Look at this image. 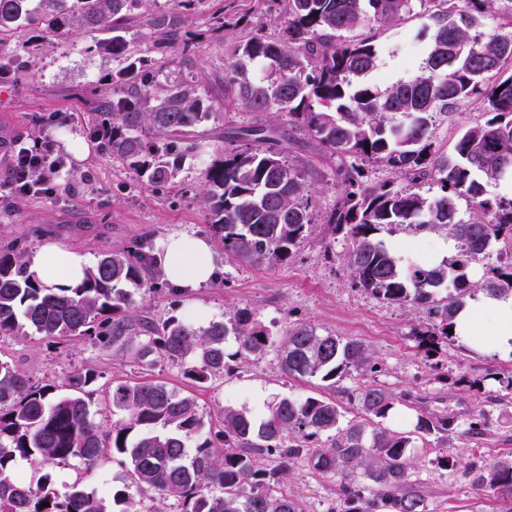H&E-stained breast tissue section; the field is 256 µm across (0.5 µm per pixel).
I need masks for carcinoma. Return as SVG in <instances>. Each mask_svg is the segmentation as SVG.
<instances>
[{
  "mask_svg": "<svg viewBox=\"0 0 512 512\" xmlns=\"http://www.w3.org/2000/svg\"><path fill=\"white\" fill-rule=\"evenodd\" d=\"M285 2L282 38L254 35L235 43L214 89L187 78L171 81L154 68L151 55L172 48L181 50V65H193L194 43L175 12L146 19L154 38L146 54H132L127 34L142 0H0V46L20 30L37 45L59 44L80 31L97 34L94 50L117 69L97 77L95 85L110 94L89 137L107 130V154L150 185L175 179L182 156L204 150L190 136L223 105L275 117L272 125L227 127V145L204 170L200 202L224 255L238 263L283 265L312 233V184L325 173L306 157L288 160L279 146L280 125L304 132L311 147L336 159L332 174L341 194L320 223L350 241L342 265L352 285L386 303L428 307L435 323L420 345L430 351L453 338L448 330L476 293L512 297V263L482 283L469 272L492 245L512 242V197L487 189L512 179V0L493 33L481 31L482 19L498 0H462L461 7L457 0H420L429 5L417 33L428 40L423 66L382 90L367 82L379 47L352 33L371 21H400L413 0ZM19 69V58L0 55L4 79ZM472 103L480 115L462 127L452 152L441 150L431 129L454 122ZM372 165L390 168L403 183H367L365 167ZM425 180L441 194L428 199L416 191ZM461 198L471 206L466 221L457 218ZM399 224L446 231L456 242L455 258L401 265L379 239ZM151 265L158 259L142 240L100 255L78 286L50 288L28 272L24 254L1 250L0 337L89 341L145 368L178 362L195 388L232 373L231 362L262 357L271 347L283 373L304 381L364 377L376 367L360 341L311 324L277 338L246 309L203 329L176 315L156 320L134 313L127 286L153 289L144 275ZM98 378L94 367L81 366L60 381L36 380L0 361V512H112L114 505L136 512L124 490L99 492L76 482L61 491L49 471L34 483L16 473L21 461L92 467L117 456L131 485L173 500L176 512H298L276 489L285 469L259 472L253 455L277 453L285 463L303 448L315 471L344 480L346 512H361V483L391 497L397 512H424L420 497L405 491L411 436L380 425L405 394L377 385L350 389L348 400L363 417L345 424L341 405L328 398L276 397L260 418L226 406L201 438L204 413L196 397L157 379L105 389L115 419L101 428L92 411ZM458 427L453 416L420 417L415 433L449 443ZM472 481L512 500L511 463L492 470L476 465Z\"/></svg>",
  "mask_w": 512,
  "mask_h": 512,
  "instance_id": "carcinoma-1",
  "label": "carcinoma"
}]
</instances>
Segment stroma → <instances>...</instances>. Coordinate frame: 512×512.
<instances>
[{
  "label": "stroma",
  "mask_w": 512,
  "mask_h": 512,
  "mask_svg": "<svg viewBox=\"0 0 512 512\" xmlns=\"http://www.w3.org/2000/svg\"><path fill=\"white\" fill-rule=\"evenodd\" d=\"M144 9L153 15L177 11L183 31L198 35L192 74L203 82L222 74L233 42L256 34L272 39L281 34L276 21L283 8L273 0H196L180 9L174 8L172 0H146ZM219 10L226 25L218 31L213 15ZM424 11L417 2L395 24L372 23L360 29V36L373 37L380 50L372 82L386 86L417 72L424 55L411 53L410 46L423 24ZM91 41V35L84 33L61 44L37 47L23 34L4 47L6 53L23 55L26 67L17 78L0 83V138L9 140L23 133L36 142H54L67 134L85 143L87 150L70 155L68 169L54 174L62 194L14 198L7 194L10 159L0 149V246H13L29 255L56 244L95 259L125 250L138 238L155 246L177 232L211 236L205 209L194 196L203 181V165L197 157L184 155L173 182L158 189L143 183L90 140L86 127L100 103L99 97L91 95L90 85L97 74L112 67L111 58L89 52ZM51 114L59 115L61 124H42V117ZM380 238L406 262L412 258V239H422L431 245L432 260L438 264L442 261L438 249L447 235L395 225ZM349 247L343 235L328 241L315 233L284 265L249 267L222 257L215 278L206 286L181 294H150L134 288L132 306L134 311L163 319L172 314L186 317L189 308L198 305L206 311L198 322L202 328L227 321L246 307L276 334L290 325L309 323L364 342L378 363L377 372L366 381L414 398L410 404L395 402L383 421L385 427L408 431L421 415H452L462 422L482 412L488 416L485 432L477 438L462 429L445 446L432 436L415 439L408 451V488L421 496L425 512H506L508 504L497 490L472 484L470 469L475 464L490 469L512 461V389L502 388L498 381L500 375L512 373V358L472 351L457 340L426 352L418 345V334L433 322L429 309L388 304L352 287L339 262ZM329 249L335 261L325 258ZM0 359L35 378L59 379L85 364L96 365L107 383L133 380L143 373L131 359L92 343L51 346L36 336L0 338ZM361 381L352 376L331 386L318 379L288 378L272 350L261 358L239 361L234 374L213 379L196 397L202 411L214 417L227 405L259 416L266 401L276 397L298 401L324 396L342 403L350 421L359 419L361 412L348 403L345 391ZM446 455L453 457L452 466L440 464V457ZM285 470L282 488L297 500L300 512H344L340 477L317 473L303 456ZM52 472L61 483L78 480L89 489H119L125 467L115 460L90 469L61 464L53 466Z\"/></svg>",
  "instance_id": "stroma-1"
}]
</instances>
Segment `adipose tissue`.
<instances>
[{"mask_svg":"<svg viewBox=\"0 0 512 512\" xmlns=\"http://www.w3.org/2000/svg\"><path fill=\"white\" fill-rule=\"evenodd\" d=\"M162 263L170 283L194 289L214 278L217 268L211 241L194 233H175L162 240ZM89 259L77 251L49 245L41 248L28 263V270L43 283L72 287L84 277ZM484 316L472 309L462 310L453 332L472 346L487 351H512V298L484 302Z\"/></svg>","mask_w":512,"mask_h":512,"instance_id":"obj_1","label":"adipose tissue"}]
</instances>
